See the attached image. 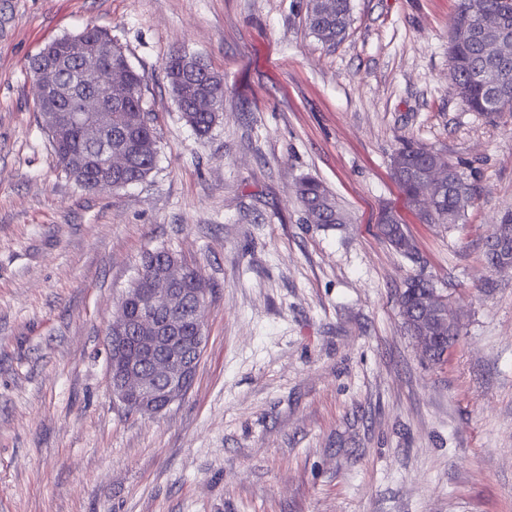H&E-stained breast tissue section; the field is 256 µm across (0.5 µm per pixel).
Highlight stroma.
<instances>
[{
    "instance_id": "1",
    "label": "stroma",
    "mask_w": 512,
    "mask_h": 512,
    "mask_svg": "<svg viewBox=\"0 0 512 512\" xmlns=\"http://www.w3.org/2000/svg\"><path fill=\"white\" fill-rule=\"evenodd\" d=\"M308 0H0V512H512V269L485 259L512 214V112L457 96L459 0H352L336 46ZM145 73L159 147L109 193L60 167L29 62L85 27ZM224 78L206 137L165 78L175 50ZM459 163L465 223L425 224L391 173L402 140ZM344 216L309 224L299 180ZM402 216L413 262L379 234ZM209 292L191 389L157 414L113 398L104 340L142 255ZM453 302L423 360L397 291Z\"/></svg>"
}]
</instances>
